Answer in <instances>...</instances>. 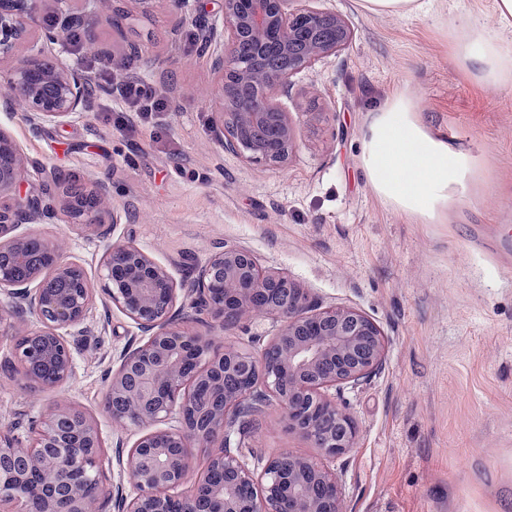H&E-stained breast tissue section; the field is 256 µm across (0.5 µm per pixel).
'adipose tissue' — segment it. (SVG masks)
Listing matches in <instances>:
<instances>
[{"instance_id": "1", "label": "adipose tissue", "mask_w": 512, "mask_h": 512, "mask_svg": "<svg viewBox=\"0 0 512 512\" xmlns=\"http://www.w3.org/2000/svg\"><path fill=\"white\" fill-rule=\"evenodd\" d=\"M460 65L475 69L480 86L494 90L512 83V55L477 21H461L449 32ZM360 163L387 207L421 224H438L470 171L467 157L432 134L412 98L398 93L368 116Z\"/></svg>"}]
</instances>
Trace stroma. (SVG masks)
<instances>
[{
	"label": "stroma",
	"instance_id": "35a3bbf8",
	"mask_svg": "<svg viewBox=\"0 0 512 512\" xmlns=\"http://www.w3.org/2000/svg\"><path fill=\"white\" fill-rule=\"evenodd\" d=\"M124 6L122 31L101 26L84 40L147 80L172 79L176 111L127 135L103 96L83 116L38 130L0 110V128L43 177L110 181L113 239L142 248L176 279L194 277L212 252L241 246L298 284L313 310L350 307L377 323L382 366L333 393L357 433L354 447L328 462L343 487L342 512H500L512 498V265L493 258L474 230L512 231V87H480L441 36L450 20L471 15L512 54V26L501 25L493 0H425L406 17L368 14L358 0H291L293 10L340 14L352 40L280 97L295 135L282 168L246 164L217 145L209 105L219 86L187 35L222 28L220 0H190L180 23L168 0ZM399 92L474 163L447 223L419 224L385 206L361 167L368 112ZM26 230L66 241L97 291V311L91 335L79 339L76 375L60 390L32 391L18 372H0V421L59 401L93 415L112 491L99 512H121L119 496L132 491L121 461L141 431L114 424L101 403L121 354L144 338L99 291L105 241L62 215ZM276 329L257 314L206 331L222 350L260 347ZM237 451L252 464L280 453L322 457L287 429L276 404Z\"/></svg>",
	"mask_w": 512,
	"mask_h": 512
}]
</instances>
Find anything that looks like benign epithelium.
I'll return each instance as SVG.
<instances>
[{
  "label": "benign epithelium",
  "mask_w": 512,
  "mask_h": 512,
  "mask_svg": "<svg viewBox=\"0 0 512 512\" xmlns=\"http://www.w3.org/2000/svg\"><path fill=\"white\" fill-rule=\"evenodd\" d=\"M43 0H0V71L3 106L20 103L24 121L39 126L82 115L89 73L51 62L45 45L65 47L63 31L76 23L91 32L116 25L124 13L84 0L75 14L56 0L44 21ZM225 30H213L202 49L220 82L212 111L219 144L243 161L281 167L294 148L288 113L276 96L292 78L344 49L352 40L346 21L330 11L289 9V0H222ZM29 161L0 129V338L10 355L0 370L22 367L23 384L53 391L73 379L79 344L93 316L94 289L83 267L64 257L58 241L22 230L58 213L109 238V184L87 192L19 194ZM93 197L98 206H84ZM103 289L112 305L147 340L121 356L109 381L103 411L112 422L144 433L124 468L132 494L122 512H340L336 473L317 460L281 453L259 471L230 451L257 395L274 399L288 429L326 457L354 447L348 414L328 391L355 384L382 364L380 327L363 313L334 307L308 313V298L290 278L261 269L253 254L224 247L198 269L192 311L176 310L178 284L170 270L132 243L110 242L102 264ZM283 322L259 351L217 352L209 335L186 323L236 327L256 312ZM33 317L35 330L20 325ZM24 431L26 446L17 452ZM104 441L94 418L59 403L23 427L0 424V512H85L91 494H104ZM205 458L194 473L193 450Z\"/></svg>",
  "instance_id": "obj_1"
}]
</instances>
